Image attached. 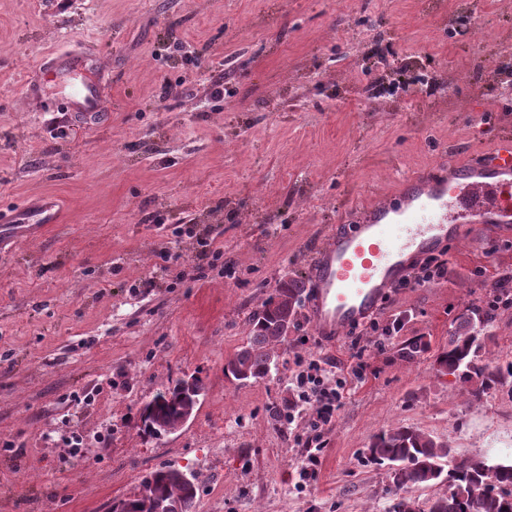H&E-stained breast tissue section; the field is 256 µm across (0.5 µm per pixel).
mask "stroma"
<instances>
[{
  "instance_id": "35a3bbf8",
  "label": "stroma",
  "mask_w": 512,
  "mask_h": 512,
  "mask_svg": "<svg viewBox=\"0 0 512 512\" xmlns=\"http://www.w3.org/2000/svg\"><path fill=\"white\" fill-rule=\"evenodd\" d=\"M73 47L100 57L109 119L55 137L24 86ZM399 76L439 90L369 96ZM510 80L512 0H0V208L49 196L62 212L34 234L19 214L1 247L0 512H110L162 465L194 471L196 512H385L387 469L363 461L375 433L404 424L462 457L512 454V395L468 403L434 365L486 301L485 275L512 278V224L437 243L445 278L386 291L364 335L324 342L303 312L277 370L224 376L249 313L308 276L353 210L399 205L409 175L477 162L512 134ZM154 211L166 226L145 223ZM183 221L193 237L177 236ZM414 336L429 349L407 364L396 346ZM313 361L347 394L305 481L313 407L292 382ZM187 375L205 387L194 418L145 434L147 397Z\"/></svg>"
}]
</instances>
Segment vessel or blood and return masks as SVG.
<instances>
[{
  "label": "vessel or blood",
  "instance_id": "1",
  "mask_svg": "<svg viewBox=\"0 0 512 512\" xmlns=\"http://www.w3.org/2000/svg\"><path fill=\"white\" fill-rule=\"evenodd\" d=\"M100 66L89 49L44 57L42 74L82 76L77 87L47 105V112L102 120L108 107L97 77ZM457 177L463 188L452 193L447 181L432 172L413 175V189L395 219H388L387 209L381 208L354 230L337 227L311 265L308 307L320 336L336 339L375 314L386 288L406 274L412 258L453 235L459 225L512 223L511 137H502L480 163L459 167Z\"/></svg>",
  "mask_w": 512,
  "mask_h": 512
}]
</instances>
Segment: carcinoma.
<instances>
[{
  "label": "carcinoma",
  "instance_id": "1",
  "mask_svg": "<svg viewBox=\"0 0 512 512\" xmlns=\"http://www.w3.org/2000/svg\"><path fill=\"white\" fill-rule=\"evenodd\" d=\"M305 288L300 276L278 281L274 293L250 313L249 336L224 364L225 377L247 383L268 375L278 345L297 324ZM506 298L508 293L498 291L485 304L467 309L448 334V346L436 355L437 371L453 376L471 403L482 401L491 390L506 388L512 395V359L490 360L485 342L475 334L476 328L492 325L497 304ZM425 347L423 338H408L398 346L397 355L410 362ZM202 389L198 379L195 392L185 398L179 385L166 386L146 401L143 410L160 435L171 434L183 426L185 400L199 402ZM364 455L369 463L394 465L386 488L393 501L390 512H512V457L457 459L448 442L404 425L372 436ZM179 473L173 466L151 471L154 481L148 493L123 501L125 508L128 512H154L158 502L173 501L179 512H195L198 486L181 482ZM445 484L448 489L444 493L432 496L422 506L409 496L414 488Z\"/></svg>",
  "mask_w": 512,
  "mask_h": 512
}]
</instances>
